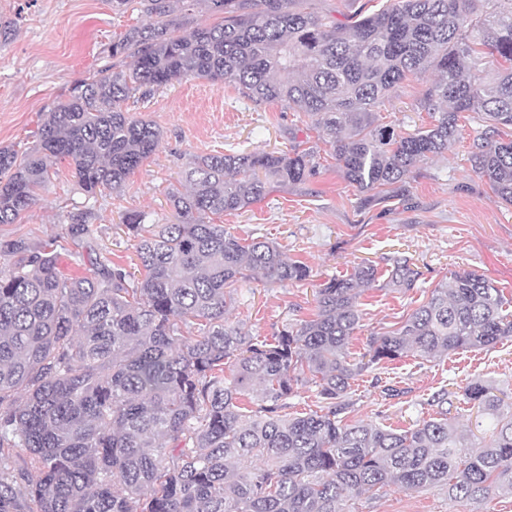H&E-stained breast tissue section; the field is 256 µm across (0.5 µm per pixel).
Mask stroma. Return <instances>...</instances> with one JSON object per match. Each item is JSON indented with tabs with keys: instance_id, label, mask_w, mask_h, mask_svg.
I'll list each match as a JSON object with an SVG mask.
<instances>
[{
	"instance_id": "stroma-1",
	"label": "stroma",
	"mask_w": 512,
	"mask_h": 512,
	"mask_svg": "<svg viewBox=\"0 0 512 512\" xmlns=\"http://www.w3.org/2000/svg\"><path fill=\"white\" fill-rule=\"evenodd\" d=\"M144 0L116 8L112 0H0V147L26 151L53 103L66 97L78 80L111 65L113 40L148 24ZM433 74L404 82L377 109L380 124L411 133L431 117L421 101ZM124 108L153 122L162 137L155 152L119 191H105L86 202L71 165L52 170L46 187L15 223L0 224V239L42 243L66 235L75 208L92 204L91 237L104 256L134 268L135 241L121 217L142 212L148 223L168 224L174 212L168 194L181 186L180 175L192 155L234 151L288 152L310 149L317 173L288 186L271 185L264 199L246 210L219 216L239 238L277 242L285 257L306 264L309 278L297 284L260 278L237 282L236 301L227 317L253 336L272 337L284 326L311 318L319 284L368 261L386 270L394 252L413 258L422 276L417 288L402 293L379 285L360 298L362 325L349 346L358 357L369 336L394 329L432 289L455 271H475L492 279L512 298V206L499 203L468 158L478 124L467 121L459 139L441 155L420 162L408 200L361 206L360 194L342 177L328 138L314 117L278 102L255 104L235 84L215 86L203 79L174 81ZM482 379L512 402V337L490 349L429 362L408 356L363 371L351 383L353 403L346 420L397 430L435 416L430 403L439 389L448 391V416L470 441L484 442L476 407L460 392ZM401 389L389 399L384 386ZM344 512H470L450 503L438 489L408 490L396 485L343 502Z\"/></svg>"
}]
</instances>
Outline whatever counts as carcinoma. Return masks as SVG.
Instances as JSON below:
<instances>
[{
  "instance_id": "1",
  "label": "carcinoma",
  "mask_w": 512,
  "mask_h": 512,
  "mask_svg": "<svg viewBox=\"0 0 512 512\" xmlns=\"http://www.w3.org/2000/svg\"><path fill=\"white\" fill-rule=\"evenodd\" d=\"M222 23L182 30L171 0H151L156 21L112 42L130 58L74 83L45 113L35 146L0 147V224L31 206L50 170L69 162L84 195L122 189L157 148L161 131L122 103L176 80L226 81L254 102H281L316 117L344 179L375 203L409 193L417 164L459 139L461 114L481 122L470 162L512 205V0H392L344 23L308 0H186ZM437 73L423 107L432 126L401 133L375 108L410 78ZM311 154L194 155L188 188L170 193L178 222L123 220L137 240L138 274L93 255L88 206L70 215L67 274L57 241L0 239V512H342L375 488H440L451 502L490 512L491 490L512 494V413L482 380L462 388L489 421L474 450L447 413L408 430L345 422L351 380L384 360H426L489 349L512 336V301L482 274L459 271L393 330L348 346L360 297L378 269L362 261L316 289V313L268 340L228 323L233 285L310 277L267 239L209 221L261 201L272 183L305 181ZM386 286L417 287L412 258H389ZM231 376L224 377L226 364ZM313 382L325 406L288 414ZM253 396L256 409L243 407ZM6 448L37 475L22 482Z\"/></svg>"
}]
</instances>
